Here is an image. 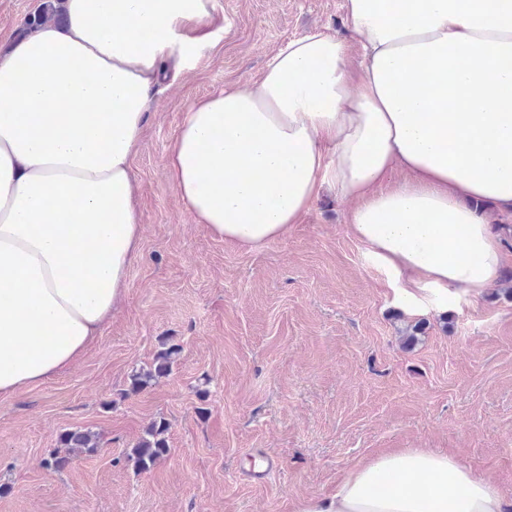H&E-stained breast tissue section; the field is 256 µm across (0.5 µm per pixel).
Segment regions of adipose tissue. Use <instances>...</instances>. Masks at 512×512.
I'll use <instances>...</instances> for the list:
<instances>
[{"label":"adipose tissue","instance_id":"1","mask_svg":"<svg viewBox=\"0 0 512 512\" xmlns=\"http://www.w3.org/2000/svg\"><path fill=\"white\" fill-rule=\"evenodd\" d=\"M0 52V398L60 376L117 310L142 235L139 153L164 63L216 0H62ZM353 35L289 40L260 78L195 100L166 156L184 210L224 241L285 236L323 190L418 314L498 285L512 220V0H346ZM358 44L362 63L349 65ZM401 182H393L395 172ZM296 512H512L445 452L349 467Z\"/></svg>","mask_w":512,"mask_h":512}]
</instances>
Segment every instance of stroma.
Returning a JSON list of instances; mask_svg holds the SVG:
<instances>
[{"label":"stroma","mask_w":512,"mask_h":512,"mask_svg":"<svg viewBox=\"0 0 512 512\" xmlns=\"http://www.w3.org/2000/svg\"><path fill=\"white\" fill-rule=\"evenodd\" d=\"M215 15L221 32L153 95L133 161L141 255L122 304L69 371L0 400V512H295L394 448L447 452L512 498L504 288L423 314L411 346L415 320L350 233L348 202L322 193L287 235L255 250L184 213L165 156L191 103L254 82L279 45L313 28H348L345 0H217ZM164 338L182 347L172 372L128 393ZM160 418L171 451L136 470L125 456ZM68 429L104 444L47 468ZM263 455L277 467L259 482L250 467Z\"/></svg>","instance_id":"stroma-1"}]
</instances>
